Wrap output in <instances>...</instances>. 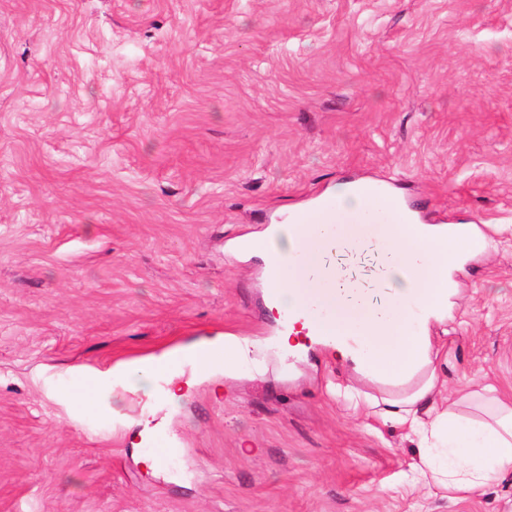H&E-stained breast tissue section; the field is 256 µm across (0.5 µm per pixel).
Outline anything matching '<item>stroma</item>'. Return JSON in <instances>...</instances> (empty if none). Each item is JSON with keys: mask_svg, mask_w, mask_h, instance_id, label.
I'll return each instance as SVG.
<instances>
[{"mask_svg": "<svg viewBox=\"0 0 512 512\" xmlns=\"http://www.w3.org/2000/svg\"><path fill=\"white\" fill-rule=\"evenodd\" d=\"M363 180L485 231L445 387L512 393V0H0V512H512V472L444 497L378 385L269 346L234 240ZM225 335L267 350L128 390ZM219 355L213 360L212 368L206 365L214 358V353L204 348L200 354V360L197 357L196 349L191 350H175L166 356L155 358L151 363L143 366L133 367L127 370V383L133 390H142L145 392L153 391L155 383L158 379L166 377L168 379V387L164 390V396L170 401H175L180 397L179 388L173 386V377L169 374L171 367L180 361L189 362L203 371H211L214 368L223 366L224 374L232 373L237 367L248 362L250 355L258 350V342L251 341L247 338H239L236 336H224L222 342H211Z\"/></svg>", "mask_w": 512, "mask_h": 512, "instance_id": "stroma-1", "label": "stroma"}]
</instances>
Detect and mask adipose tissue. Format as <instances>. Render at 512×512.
<instances>
[{
    "instance_id": "1",
    "label": "adipose tissue",
    "mask_w": 512,
    "mask_h": 512,
    "mask_svg": "<svg viewBox=\"0 0 512 512\" xmlns=\"http://www.w3.org/2000/svg\"><path fill=\"white\" fill-rule=\"evenodd\" d=\"M326 224H288L240 250L266 264L267 302L276 312L307 311L300 328L276 339L285 352L314 342L352 372L382 388L373 400L383 421L405 427L423 450L418 472L427 485L473 492L512 471V395L487 385L462 387L453 404L437 397L444 385L436 331L455 317L457 272L484 248L474 224H364L370 202L360 186L342 187ZM374 248L384 260L382 301L344 280L329 256L336 248ZM324 285L305 287L300 263ZM197 363L196 350H176L127 370L131 389L153 391L179 362Z\"/></svg>"
}]
</instances>
